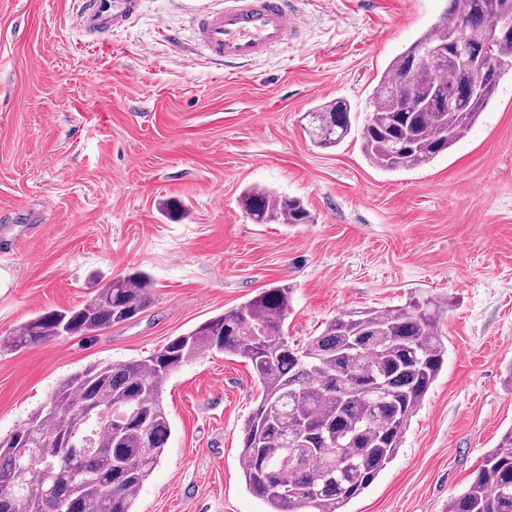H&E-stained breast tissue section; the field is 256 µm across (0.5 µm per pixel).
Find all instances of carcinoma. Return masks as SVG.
I'll list each match as a JSON object with an SVG mask.
<instances>
[{"label":"carcinoma","instance_id":"obj_1","mask_svg":"<svg viewBox=\"0 0 512 512\" xmlns=\"http://www.w3.org/2000/svg\"><path fill=\"white\" fill-rule=\"evenodd\" d=\"M512 23V0H449L440 21L393 58L369 102L361 151L375 168L396 173L449 152L492 103L512 73V36L492 35ZM487 51L494 71L480 92L457 100L455 82L421 69L402 87L407 61L452 42ZM447 110L418 112L410 101L435 90ZM320 148L352 131L351 106L329 101L307 114ZM254 224L313 223L296 197L253 186L240 198ZM155 299L152 277L139 270L105 282L68 309L43 311L0 346L13 350L58 337L89 335L121 324ZM445 306L413 296L400 306L342 312L302 346L285 334L291 290L268 288L237 307L169 340L149 356L97 362L60 380L50 402L0 435V512H136L138 493L158 465L171 426L163 405L166 378L202 352L240 357L251 365L261 394L242 431L247 491L266 512H346L396 457L412 418L444 364L440 318ZM99 413L88 417L83 404ZM76 440L75 459L53 451L56 438ZM444 512H512V429L483 454L471 482L448 498Z\"/></svg>","mask_w":512,"mask_h":512}]
</instances>
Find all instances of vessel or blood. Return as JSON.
<instances>
[{"mask_svg":"<svg viewBox=\"0 0 512 512\" xmlns=\"http://www.w3.org/2000/svg\"><path fill=\"white\" fill-rule=\"evenodd\" d=\"M142 0H79L75 17L89 36L130 25ZM192 37L201 59L249 62L299 41L304 16L293 0H214L191 12Z\"/></svg>","mask_w":512,"mask_h":512,"instance_id":"b4317fda","label":"vessel or blood"}]
</instances>
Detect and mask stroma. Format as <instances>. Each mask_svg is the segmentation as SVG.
Listing matches in <instances>:
<instances>
[{"mask_svg": "<svg viewBox=\"0 0 512 512\" xmlns=\"http://www.w3.org/2000/svg\"><path fill=\"white\" fill-rule=\"evenodd\" d=\"M209 2L143 0L124 31L93 40L74 0H0V239L22 238L0 248V338L132 269L156 294L112 328L0 347V433L64 376L144 357L266 288H291L299 345L338 312L430 294L451 305L443 369L347 510L443 512L512 428V77L449 153L386 173L360 147L369 97L448 0H297L302 40L242 64L195 55L190 12ZM336 99L354 131L321 149L303 117ZM251 186L302 199L313 223H251ZM260 393L239 357L206 352L172 373V434L137 512H264L240 465Z\"/></svg>", "mask_w": 512, "mask_h": 512, "instance_id": "35a3bbf8", "label": "stroma"}]
</instances>
